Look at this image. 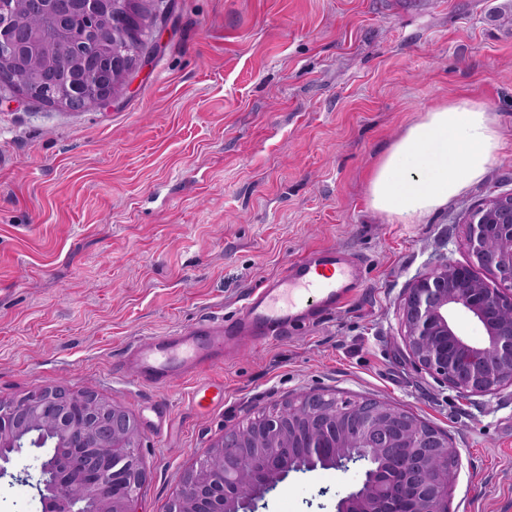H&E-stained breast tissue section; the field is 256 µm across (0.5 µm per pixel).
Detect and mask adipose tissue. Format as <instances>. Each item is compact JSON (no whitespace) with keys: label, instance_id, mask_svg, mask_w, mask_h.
<instances>
[{"label":"adipose tissue","instance_id":"ef3b65f1","mask_svg":"<svg viewBox=\"0 0 512 512\" xmlns=\"http://www.w3.org/2000/svg\"><path fill=\"white\" fill-rule=\"evenodd\" d=\"M502 150L490 104L465 95L425 108L381 155L368 202L391 220L417 223L481 181Z\"/></svg>","mask_w":512,"mask_h":512}]
</instances>
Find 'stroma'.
<instances>
[{
  "instance_id": "35a3bbf8",
  "label": "stroma",
  "mask_w": 512,
  "mask_h": 512,
  "mask_svg": "<svg viewBox=\"0 0 512 512\" xmlns=\"http://www.w3.org/2000/svg\"><path fill=\"white\" fill-rule=\"evenodd\" d=\"M163 46L112 102L68 112L0 93V399L50 385L137 420L138 512H168L224 431L310 389L380 398L445 432L451 512H512V388L461 398L410 364L398 303L443 258L459 214L512 189V0H174ZM493 105L505 151L418 224L367 201L371 167L422 109ZM332 248L359 286L287 336L164 385L117 369L152 336L234 318L284 265ZM223 388L202 412L199 384ZM16 454L0 512H41ZM357 470L290 473L261 512H335ZM326 497H319L320 489Z\"/></svg>"
}]
</instances>
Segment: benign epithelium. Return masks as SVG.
I'll list each match as a JSON object with an SVG mask.
<instances>
[{"label":"benign epithelium","instance_id":"obj_1","mask_svg":"<svg viewBox=\"0 0 512 512\" xmlns=\"http://www.w3.org/2000/svg\"><path fill=\"white\" fill-rule=\"evenodd\" d=\"M142 0H0V84L16 95L78 112L114 98L157 48L164 15ZM50 17L52 34L35 21ZM468 264L446 259L416 276L398 306L416 369L466 396L512 387V191L492 193L460 216ZM482 330L468 340L455 317ZM44 431L67 450L62 471L41 469L46 512H136L145 479L142 433L123 407L62 385L0 399V477L17 448ZM460 453L448 435L385 400L312 390L232 428L203 452L169 512H258L292 472L362 467L336 512H450Z\"/></svg>","mask_w":512,"mask_h":512}]
</instances>
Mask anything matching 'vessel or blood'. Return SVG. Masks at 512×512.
<instances>
[{
	"mask_svg": "<svg viewBox=\"0 0 512 512\" xmlns=\"http://www.w3.org/2000/svg\"><path fill=\"white\" fill-rule=\"evenodd\" d=\"M356 279L355 265L335 250L311 251L289 261L277 276L250 294L232 321L188 335L152 337L131 347L122 365L135 369L138 381L150 384L178 373L202 371L223 358L226 337L278 340L313 307L335 310L347 299Z\"/></svg>",
	"mask_w": 512,
	"mask_h": 512,
	"instance_id": "vessel-or-blood-1",
	"label": "vessel or blood"
}]
</instances>
